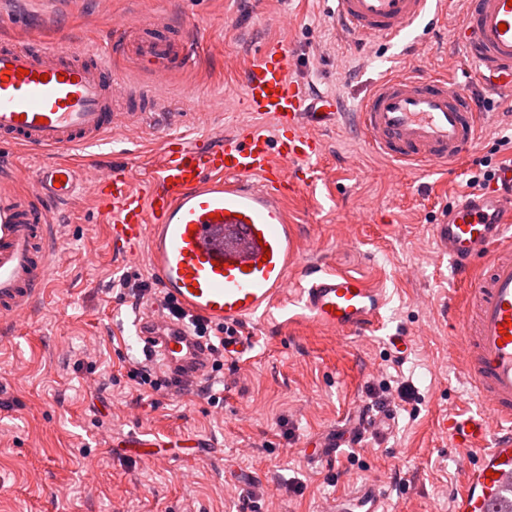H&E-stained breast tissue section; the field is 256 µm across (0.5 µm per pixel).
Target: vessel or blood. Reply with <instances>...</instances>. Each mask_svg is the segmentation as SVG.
Instances as JSON below:
<instances>
[{"label": "vessel or blood", "instance_id": "obj_1", "mask_svg": "<svg viewBox=\"0 0 512 512\" xmlns=\"http://www.w3.org/2000/svg\"><path fill=\"white\" fill-rule=\"evenodd\" d=\"M334 2L342 31L364 41L402 37L428 9V0ZM454 33L485 85L512 89V0H464ZM118 54L161 72L196 63L185 40L162 29L115 32L102 50L0 39V144L53 157L34 173L39 196L0 192L1 325L28 316L48 285L53 227L47 205L80 190L73 165L56 160V153L116 142L124 117L157 105L151 90L130 94L115 76ZM243 81L232 108L271 121L272 133L216 125L206 146L184 133L168 136L150 174L127 162L100 171L92 184L113 253L146 260L164 297L185 314L176 320L152 304L138 307L134 322L143 352L183 392L211 373L209 351L185 318L233 328L224 339L231 358L254 347V337L240 335L241 326L291 294L309 323L334 334L361 336L384 320L379 289L303 263L300 232L286 208L303 186L292 170L321 156L318 132L335 124V105L313 108L275 41L250 56ZM483 123L454 78L411 73L379 80L357 114L374 151L424 169L462 161ZM498 177L444 210L433 226L440 253L469 286L453 307L458 331L448 344L459 348L479 403L474 415L440 424L453 447L476 456L452 512H495V492L503 475L512 474V165L500 168ZM481 257L486 264L478 273L474 262ZM355 442L351 431L325 434L312 459L334 465L342 448ZM329 512L388 510L383 497L363 485L337 496Z\"/></svg>", "mask_w": 512, "mask_h": 512}]
</instances>
